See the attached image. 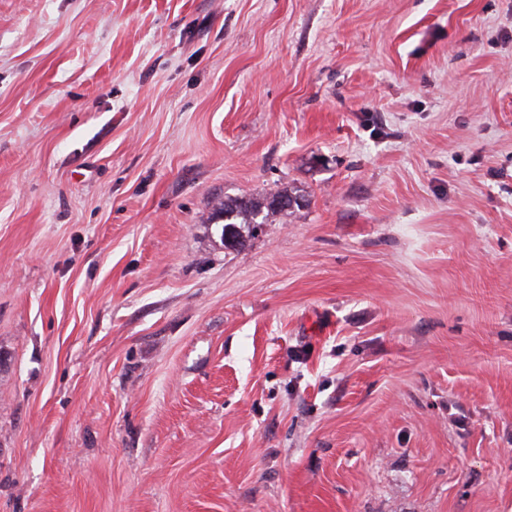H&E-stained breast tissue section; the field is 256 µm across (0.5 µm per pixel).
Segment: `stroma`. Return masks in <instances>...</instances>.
<instances>
[{
	"instance_id": "35a3bbf8",
	"label": "stroma",
	"mask_w": 512,
	"mask_h": 512,
	"mask_svg": "<svg viewBox=\"0 0 512 512\" xmlns=\"http://www.w3.org/2000/svg\"><path fill=\"white\" fill-rule=\"evenodd\" d=\"M0 512H512V0H0ZM287 200L290 204L292 201H298L301 198L288 195L285 192H275L269 194L263 202L253 201L251 199H236L229 201H221L216 207V213L220 217H224V245L237 239L243 229H249L251 224H266L269 216L288 210L293 207H275V200ZM266 209V213H264ZM261 216V221L257 219Z\"/></svg>"
}]
</instances>
